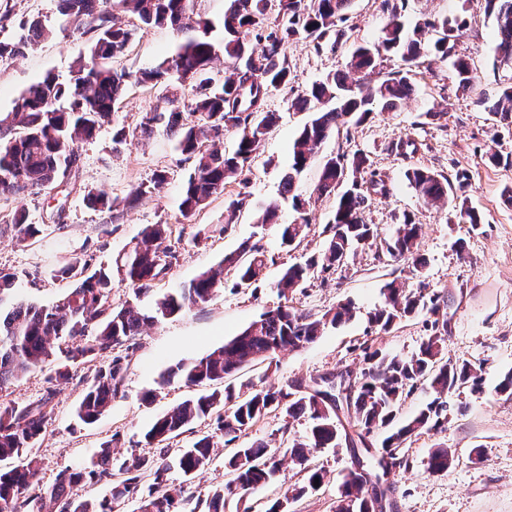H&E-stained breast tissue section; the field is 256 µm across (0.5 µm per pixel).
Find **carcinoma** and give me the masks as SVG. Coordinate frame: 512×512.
<instances>
[{
	"instance_id": "carcinoma-1",
	"label": "carcinoma",
	"mask_w": 512,
	"mask_h": 512,
	"mask_svg": "<svg viewBox=\"0 0 512 512\" xmlns=\"http://www.w3.org/2000/svg\"><path fill=\"white\" fill-rule=\"evenodd\" d=\"M59 2L65 27L74 31L89 28L96 36L88 54L75 62L70 83L48 73L20 95L12 112L0 116V192L25 197L59 187L67 172L81 162L79 144L92 139L97 129L110 121L123 103L128 85L176 84L186 96L170 102L162 112L143 117L139 133L149 138L163 128L192 163L179 205L186 219L238 180L276 125L278 114L267 110L265 102L271 92L286 90L291 84L285 53L288 40L307 39L318 49L335 47L336 20L343 19L351 4V0H278L277 15L272 19L268 14L270 0H230L224 12V42L219 53L209 38L213 24L195 11L194 0ZM486 4L495 20V60L512 64V0H486ZM384 9L388 18L377 44L356 48L346 70L329 74L288 99V108L307 112L310 117L293 143V162L280 183V193L293 195L300 213V222L279 226L281 243L287 247L295 244L309 223L306 201L293 190L322 143L338 125L364 122L379 103L398 108L413 91L412 68L428 54L448 58L461 36L462 27H454L446 19H425L409 31L400 21L396 4L384 0ZM119 12L145 25L170 27L183 33L185 39L174 54L151 69L118 68L114 60L124 55L133 37V30L117 16ZM8 20V13L0 15V61L20 56L37 41L55 34L37 20L22 24L19 36H8ZM392 51L400 53L402 68L373 82L370 76L377 61ZM221 55L224 66L220 68L217 60ZM453 67L459 85L473 87L470 62L458 57ZM491 112L512 124V85L501 91ZM229 130L237 135V147L231 154L222 148L224 132ZM366 164L367 157L361 153H342L324 162L316 194L336 196L333 218L326 228L329 237L319 255L283 270L273 284L280 296L286 298L305 287L315 274L335 269L355 246L374 243V230L365 222L363 211L367 195L382 187L377 181L364 186L355 179ZM407 177L425 203L453 202L462 222L481 223L479 213L462 200L468 187L465 175L459 173L452 181L416 168ZM165 181L164 173L155 174L150 184L130 191L126 204H134ZM250 204V193L238 191L228 203L224 230H230L237 213ZM12 224L20 242L41 232L40 225L27 223L22 209L15 211ZM421 232L422 225L404 217L396 236L381 247L382 254L393 262L406 261L422 272L425 259L417 248ZM172 258L170 226L149 224L140 239L115 259V269L91 271L87 263L77 259L59 270V276L75 281V286L52 304L37 306L24 299L14 300L7 312L0 311V391L37 367L50 368V381L67 383L76 379L75 367L99 361L101 365L93 375L79 378L85 391L77 416L92 424L121 392L124 356L116 350H129L130 342L145 328L209 302L224 285V271L232 273L233 287L249 288L264 279L267 268L264 252L245 240L236 251L225 255L218 267L167 291L149 309H143L141 297L153 291ZM116 276L133 293V298L119 308L109 301ZM383 294V306L371 316L377 333L389 332L406 318L423 315L430 319L429 334L418 352L401 358L384 355L367 342L360 344L364 367L356 385L342 397L336 395L335 385L326 382V374L280 388H259L250 381L237 387L228 382L263 356L314 342L325 330L338 326L353 308L348 301L312 315L279 305L261 313L223 346L190 362H180L162 376L163 385L179 379L200 388V393L162 414L145 433L146 442L160 448L156 458L114 456L112 448L119 442L114 435L90 465L67 468L53 484L44 486L38 478V460L28 456L27 449L45 432L54 390H47L35 403H1L0 462L17 459L19 464L6 471L0 469V512H113L114 503L133 497L139 499L140 512H180L188 486L211 460L214 435H200L181 450L178 466L184 480L178 485L167 479L169 465L163 454L168 441L191 430L197 420L210 418L228 443L271 412L279 413L288 426L301 418L310 420L309 435L303 440H289L282 451L263 442L234 449L224 463L232 478L214 491L206 502L207 512H224L227 499L265 486L286 460L304 475V483L268 509L285 512L282 505L302 498L315 489L314 483L322 484L327 478L326 471L311 462L310 451L340 447L350 426L356 429V437L349 438V447L354 458H362L363 465L362 471H350L343 482L336 512H347L346 504L363 492L366 470L377 477L388 473L391 466H407L401 455L406 442L448 420V395H460L466 389L472 394L482 392L481 368L465 360H448L442 354L448 324L435 318L440 311L439 296L425 295L421 288L408 291L394 280L384 285ZM421 387L433 393L426 408L393 428L383 441L382 451H370L366 438L390 426L398 404ZM451 461L448 450L438 448L429 456L427 470L443 472ZM147 477L151 483L144 489ZM88 482L112 484V498L94 505L83 499L79 491Z\"/></svg>"
}]
</instances>
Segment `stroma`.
Instances as JSON below:
<instances>
[{
    "label": "stroma",
    "instance_id": "35a3bbf8",
    "mask_svg": "<svg viewBox=\"0 0 512 512\" xmlns=\"http://www.w3.org/2000/svg\"><path fill=\"white\" fill-rule=\"evenodd\" d=\"M398 3L407 27L429 15L462 25L454 52L467 57L476 83L473 88H461L450 62L427 57L414 72V92L404 105L394 110L377 108L367 121L340 127L332 134L295 186L296 194L308 204L310 218L298 246L283 247L276 226L261 228L254 222L255 212L274 201L279 204V224L298 219L291 202L280 195V181L308 115L289 111L286 98L289 92H303L327 74L343 70L357 46L378 41L386 18L382 0H352L346 21L336 25L335 49L319 50L301 40L288 43L293 89L272 92L266 100L267 109L279 113V122L244 169V184L227 185L222 195L192 217L183 218L179 211L190 162L163 132L146 140L132 134L143 116L167 107L174 89L166 84L128 87L125 104L110 122L81 143L82 162L65 177L58 196L0 195V269L17 274L15 297L38 304L51 303L70 288V281L58 275L66 263L80 259L95 268L110 263L149 224L171 225L181 242L153 296L142 299L145 307L152 304L154 295L188 283L217 265L245 239L256 242L269 258L259 283L237 289L225 282L208 303L136 337L123 362L122 391L96 423L85 425L76 417L84 394L81 384L54 388L52 416L30 450L40 461L43 485L53 484L61 470L89 461L115 435L120 438L118 456L158 455V448L146 444L145 430L170 407L197 393L178 380L160 385L161 374L222 346L263 311L280 304L273 282L288 265L319 254L327 240L325 227L334 200L314 191L322 162L341 153L360 152L368 163L358 180L380 179L388 186L387 192L369 196L363 213L366 223L379 241L394 236L403 216L421 224L424 270L418 273L407 263L387 262L376 245L358 246L328 279H311L289 300L295 309L311 313L349 301L354 306L351 318L327 329L315 343L278 353L246 369L245 375L258 386L279 387L341 370L356 373L362 367L358 346L367 339L383 354L411 356L426 334L423 317L402 320L389 333L378 335L370 328L369 313L382 303V289L392 280L409 290L423 288L441 296V311L448 322L444 356L481 366L484 392L462 393L465 412L449 414L442 427L407 443L403 449L407 467L387 480L393 489L392 512H512V396L495 390L502 375L512 370V205L504 202L506 191L512 189V125L499 123L489 110L502 88L512 84V69L494 64L495 27L486 0ZM58 9V0H0V13L9 14V28L15 32L21 23L36 17L57 28L62 22ZM129 25L136 35L121 63L135 70L156 66L171 55L181 38L168 27H150L134 19ZM92 38L89 32L67 35L57 30L24 55L0 62V114L13 111L19 95L46 74L70 80L75 60L87 55ZM121 127L130 135L116 153L112 135ZM414 168L450 178L466 174L467 204L480 213L481 224L461 222L451 204H425L407 179L408 170ZM159 171L167 174L161 188L125 206L131 189L149 182ZM243 186L251 194L252 208L241 213L231 231H223L228 202ZM91 191L117 199V210L91 207L87 202ZM19 209L25 210L29 223L42 228L25 243L16 241L10 224ZM204 227L211 231L209 238L194 242L195 233ZM149 391L154 397L147 402L143 396ZM308 428V421L302 419L284 429L280 415L272 412L241 433L238 443L264 441L276 448L287 444L289 436L305 437ZM436 448L450 450L454 461L448 470L433 474L427 460ZM232 451V445L218 444L209 465L193 479L182 512H193L198 502L209 500L215 487L228 480L224 458ZM312 460L326 469L327 478L320 489L292 503L290 512H335L343 477L352 466L350 453L344 447L321 448L314 451ZM290 482L288 469H281L276 482L230 501L224 512H266Z\"/></svg>",
    "mask_w": 512,
    "mask_h": 512
}]
</instances>
